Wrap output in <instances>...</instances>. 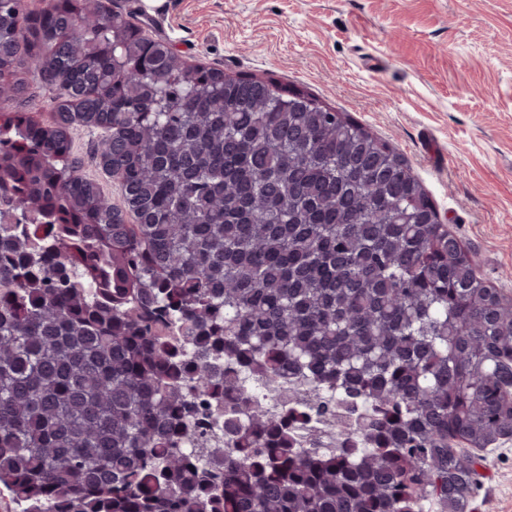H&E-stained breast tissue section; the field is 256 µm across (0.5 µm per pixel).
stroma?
Returning a JSON list of instances; mask_svg holds the SVG:
<instances>
[{
    "label": "stroma",
    "instance_id": "stroma-1",
    "mask_svg": "<svg viewBox=\"0 0 512 512\" xmlns=\"http://www.w3.org/2000/svg\"><path fill=\"white\" fill-rule=\"evenodd\" d=\"M185 60L309 93L401 153L512 301V0H105ZM73 133L81 175L118 182ZM474 512H512V437L480 451Z\"/></svg>",
    "mask_w": 512,
    "mask_h": 512
}]
</instances>
